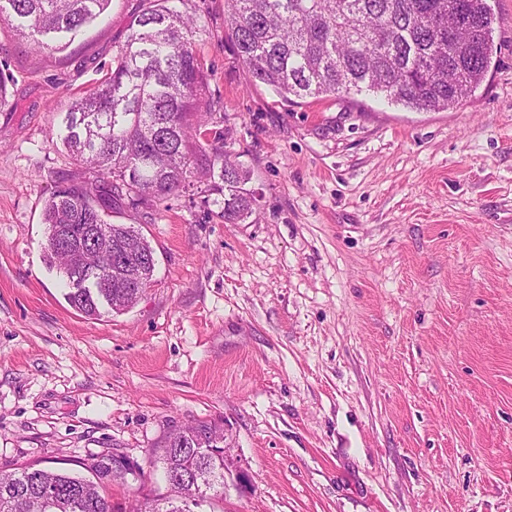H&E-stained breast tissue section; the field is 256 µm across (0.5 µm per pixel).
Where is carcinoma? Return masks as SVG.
I'll list each match as a JSON object with an SVG mask.
<instances>
[{
    "label": "carcinoma",
    "instance_id": "carcinoma-1",
    "mask_svg": "<svg viewBox=\"0 0 512 512\" xmlns=\"http://www.w3.org/2000/svg\"><path fill=\"white\" fill-rule=\"evenodd\" d=\"M465 4L469 34L448 35V9ZM111 0H3L0 21L15 15L29 20L28 38L39 52L60 50L46 37L74 35L108 9ZM172 0H152L129 27L110 72L74 99L66 115L63 145L74 165L92 175L59 186L45 201V260L65 277V299L87 317L132 308L148 283L129 289L126 303L112 306L114 288L105 283L89 292L72 288L68 254L58 228L72 235L97 227L94 237L110 241L135 235L144 255H154L142 232L104 219L114 200L131 206L158 205L185 187L190 174L219 173L224 182L222 216L242 224L253 213L250 170L229 150L223 133L202 135L213 102L192 48L193 19ZM224 20L237 54L252 81L276 91L286 103L327 95L380 94L417 112L449 110L485 79L493 59L494 14L487 0H225ZM207 441L224 438L218 425L202 424L165 435L149 463L165 477L201 475L208 488L194 498L182 481L143 499L135 512H198L224 492V447L205 454L189 434ZM91 481L52 465L0 471V512H126L108 487L127 478L102 456Z\"/></svg>",
    "mask_w": 512,
    "mask_h": 512
}]
</instances>
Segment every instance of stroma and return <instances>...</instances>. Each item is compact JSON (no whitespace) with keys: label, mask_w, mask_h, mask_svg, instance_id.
<instances>
[{"label":"stroma","mask_w":512,"mask_h":512,"mask_svg":"<svg viewBox=\"0 0 512 512\" xmlns=\"http://www.w3.org/2000/svg\"><path fill=\"white\" fill-rule=\"evenodd\" d=\"M495 64L445 112L384 99L286 104L254 84L224 0H175L223 132L251 172L247 223L218 178L113 206L154 249L135 307L91 319L44 260L45 200L81 178L72 96L150 0H111L66 47L0 22V469L140 466L166 489L172 429L224 428L215 512H512V0H488Z\"/></svg>","instance_id":"obj_1"}]
</instances>
